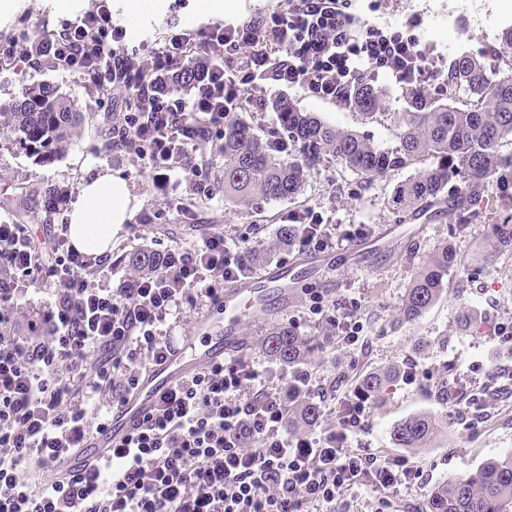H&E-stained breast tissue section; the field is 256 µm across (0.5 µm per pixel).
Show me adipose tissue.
<instances>
[{"label":"adipose tissue","mask_w":512,"mask_h":512,"mask_svg":"<svg viewBox=\"0 0 512 512\" xmlns=\"http://www.w3.org/2000/svg\"><path fill=\"white\" fill-rule=\"evenodd\" d=\"M134 209L127 180L121 172L104 169L82 184L80 199L69 215V239L79 252L110 254L116 234Z\"/></svg>","instance_id":"1"}]
</instances>
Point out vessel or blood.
Returning <instances> with one entry per match:
<instances>
[{"label":"vessel or blood","instance_id":"vessel-or-blood-1","mask_svg":"<svg viewBox=\"0 0 512 512\" xmlns=\"http://www.w3.org/2000/svg\"><path fill=\"white\" fill-rule=\"evenodd\" d=\"M322 268L317 259L300 268L293 264L268 266L250 281L239 280L226 286L195 318L191 335L177 339L165 359L147 367L133 395L113 408L109 423L92 434L87 447L72 456V464L86 467L107 460L113 448L121 446L133 427L155 408L164 392L222 362L225 355L245 350L246 340L239 332L243 319L260 321L271 307H287L294 284Z\"/></svg>","mask_w":512,"mask_h":512}]
</instances>
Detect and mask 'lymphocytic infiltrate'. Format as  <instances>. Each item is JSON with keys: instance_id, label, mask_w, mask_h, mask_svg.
<instances>
[{"instance_id": "f902f5d3", "label": "lymphocytic infiltrate", "mask_w": 512, "mask_h": 512, "mask_svg": "<svg viewBox=\"0 0 512 512\" xmlns=\"http://www.w3.org/2000/svg\"><path fill=\"white\" fill-rule=\"evenodd\" d=\"M420 25L414 14L394 27L380 23L352 12L350 0H286L269 14L171 31L131 52L111 0H95L36 53L121 91L112 147L135 152L164 188L190 145L223 135L224 115L241 98L267 111V89L298 88L348 106L358 84L383 73L405 93L443 92V60L421 44ZM188 68L187 94H174L167 80ZM284 220L300 252L338 250L348 240L315 212ZM245 254L216 232L160 251L153 274L114 289L86 277L108 273V259L75 251L62 234L43 250L25 225L0 224V512H351L345 494L356 486L387 495L423 479L406 457L346 450L365 426L370 394L347 398L337 428L299 434L287 425L292 404L325 400L316 371L231 357L164 394L111 461L48 487L38 481L35 466L60 464L90 425L107 423L172 343L173 319L214 301L241 275ZM34 279L47 287L37 304ZM308 294L312 314L337 340L359 345L358 299L331 313L321 293Z\"/></svg>"}]
</instances>
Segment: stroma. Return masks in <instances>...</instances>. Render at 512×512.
<instances>
[{
    "mask_svg": "<svg viewBox=\"0 0 512 512\" xmlns=\"http://www.w3.org/2000/svg\"><path fill=\"white\" fill-rule=\"evenodd\" d=\"M91 0H0V45L18 35H59L66 21L86 9ZM278 0H232L230 7L213 9L207 0H149L138 8L134 0H112V15L127 31V44L137 47L143 39L162 36L169 19L181 27L197 28L210 20H243L271 12ZM354 12L394 24L405 15H420L417 34L423 45L442 56L461 52L482 58L487 67L501 66L496 53L503 28L512 26V0H352ZM45 83L74 99L83 116L82 133L51 160L42 162L20 150L15 135L0 127V222L26 225L37 244H45L50 231L68 225L71 205L45 209L46 195L59 190L78 192L96 172L121 171L136 198V212L164 208L154 172L136 155L105 151L112 127V90L102 88L81 75L51 68L45 58L17 67L0 62V112L11 111L21 86ZM375 86L387 102L388 113L365 119L359 112L309 96L299 89L289 98L307 112H314L334 126L371 139L378 147L398 145V120L410 109L409 98L393 88L386 74ZM195 163L206 165L203 188L189 183L175 187V196L190 207L195 217L185 219L177 210H165L162 223L128 221L118 232L112 248V283L120 285L130 275L126 256L149 246L157 250L186 247L200 237L221 232L245 241L247 247L271 237L290 211L311 210L340 231H362L369 249L350 253L333 251L336 268L331 275H312L295 288L278 322L296 321L300 334L314 339L317 349L310 365L318 376L336 385L322 421H337L339 401L369 372L396 368L399 372L372 399L367 423L359 440L362 447L392 449V427L402 419L427 413L441 427L424 448L408 456L424 470V478L411 488L400 489L388 505L369 489L351 492L358 512H423L430 492L451 476L479 468L488 459L512 451V397L501 398L480 420L476 429H466L450 414L440 389L453 379L466 386L475 383L512 388V346L500 345L494 328L512 322V252L484 263L477 256L492 223L504 207L496 188H489L482 203L485 218L456 232L448 217L430 223L400 218L391 208L397 185L416 172L415 167L395 170L365 182L332 157H324L310 170L300 196L294 201L262 205L260 214L245 212L227 202L224 187L216 179L221 163L215 143L193 153ZM457 253L448 271V286L440 299L419 319L401 317L404 297L418 266L442 244ZM320 289L325 301L341 298L354 290L361 300L357 318L363 327L365 350L344 348L328 338L326 324L309 325L306 289ZM413 368L416 379L403 380L401 373Z\"/></svg>",
    "mask_w": 512,
    "mask_h": 512,
    "instance_id": "stroma-1",
    "label": "stroma"
}]
</instances>
